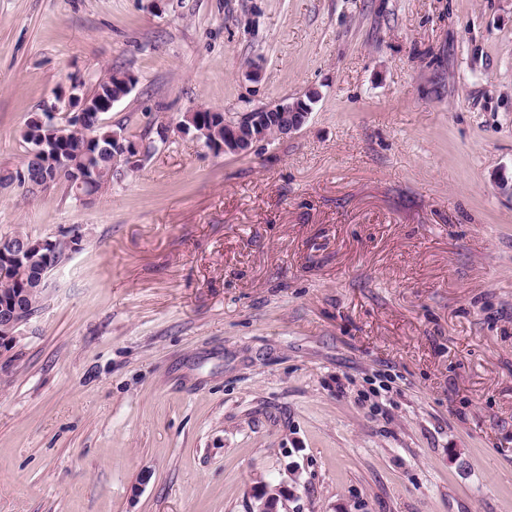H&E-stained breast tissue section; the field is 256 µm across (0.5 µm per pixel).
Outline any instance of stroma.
I'll return each instance as SVG.
<instances>
[{"instance_id":"stroma-1","label":"stroma","mask_w":512,"mask_h":512,"mask_svg":"<svg viewBox=\"0 0 512 512\" xmlns=\"http://www.w3.org/2000/svg\"><path fill=\"white\" fill-rule=\"evenodd\" d=\"M117 70L139 168L0 187L83 237L0 354V512H512V0H0V168ZM276 106L277 104L258 108L252 112H244L237 119H231L226 114L223 116L220 111L210 110L212 113H220L222 115L224 126L219 127L216 130V134L224 140H210L207 137L210 131L206 129L205 125L194 135L197 139L206 137L204 144L215 152L242 154L249 152L257 142L265 140L263 137L266 126L274 127L278 132V136L291 135L301 129L311 113V108L307 111L297 112V100L290 104L292 112H288V103ZM270 107H276L273 109L274 112H263ZM210 112H201L200 114L208 120ZM243 124L248 125L252 130H259L260 132L257 133L253 130L251 135L244 136L241 131Z\"/></svg>"}]
</instances>
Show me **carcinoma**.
Listing matches in <instances>:
<instances>
[{"label": "carcinoma", "instance_id": "carcinoma-1", "mask_svg": "<svg viewBox=\"0 0 512 512\" xmlns=\"http://www.w3.org/2000/svg\"><path fill=\"white\" fill-rule=\"evenodd\" d=\"M92 102L107 98L126 96L123 86L116 83L114 75H109L89 92ZM83 124L93 134L95 140H87L71 133L66 127H42L30 120L21 132L27 151L40 149L56 162V167L44 169L40 156L26 155L24 164L15 169H0V185H16L27 188V182L38 183L45 190L59 181L67 183L70 190L84 196H94L112 186V127L103 124V114L91 108L83 113ZM11 238L27 244L24 252L16 257L0 258V305H7L21 293L27 312H37L44 299V288L36 287L46 279L50 271L63 259L66 252L79 249L82 236L73 234L63 239L52 240L53 249L42 245L44 239L34 238L18 232Z\"/></svg>", "mask_w": 512, "mask_h": 512}]
</instances>
